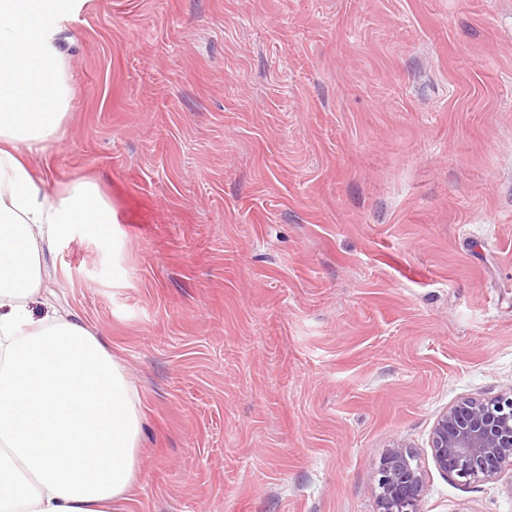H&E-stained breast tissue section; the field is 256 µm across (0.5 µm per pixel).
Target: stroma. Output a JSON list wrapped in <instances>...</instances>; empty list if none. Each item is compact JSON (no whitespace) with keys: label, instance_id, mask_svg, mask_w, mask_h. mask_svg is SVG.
<instances>
[{"label":"stroma","instance_id":"35a3bbf8","mask_svg":"<svg viewBox=\"0 0 512 512\" xmlns=\"http://www.w3.org/2000/svg\"><path fill=\"white\" fill-rule=\"evenodd\" d=\"M78 88L31 154L96 178L111 249L45 255L36 314L94 327L141 396L132 512H512L429 447L512 389V0H85ZM414 453L404 445L389 448L376 474L379 512H421L423 481Z\"/></svg>","mask_w":512,"mask_h":512}]
</instances>
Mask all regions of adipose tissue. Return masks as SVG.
Returning <instances> with one entry per match:
<instances>
[{"label":"adipose tissue","mask_w":512,"mask_h":512,"mask_svg":"<svg viewBox=\"0 0 512 512\" xmlns=\"http://www.w3.org/2000/svg\"><path fill=\"white\" fill-rule=\"evenodd\" d=\"M78 0H0V512H131L139 394L96 331L35 317L46 247L118 217L96 181L47 191L31 166L77 93L59 38Z\"/></svg>","instance_id":"obj_1"}]
</instances>
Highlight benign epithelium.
Segmentation results:
<instances>
[{"label":"benign epithelium","mask_w":512,"mask_h":512,"mask_svg":"<svg viewBox=\"0 0 512 512\" xmlns=\"http://www.w3.org/2000/svg\"><path fill=\"white\" fill-rule=\"evenodd\" d=\"M440 472L466 482L493 480L512 470V389L488 398H462L437 419L430 436ZM415 455L388 449L376 474L377 512H421L423 481Z\"/></svg>","instance_id":"obj_1"}]
</instances>
